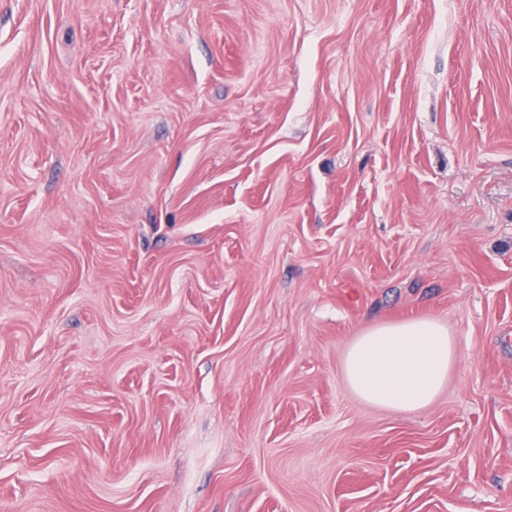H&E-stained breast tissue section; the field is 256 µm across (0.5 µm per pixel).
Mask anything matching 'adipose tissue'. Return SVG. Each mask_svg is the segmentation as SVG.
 <instances>
[{"mask_svg":"<svg viewBox=\"0 0 512 512\" xmlns=\"http://www.w3.org/2000/svg\"><path fill=\"white\" fill-rule=\"evenodd\" d=\"M457 358L447 328L421 319L366 329L349 345L343 372L362 400L415 411L435 400Z\"/></svg>","mask_w":512,"mask_h":512,"instance_id":"1","label":"adipose tissue"}]
</instances>
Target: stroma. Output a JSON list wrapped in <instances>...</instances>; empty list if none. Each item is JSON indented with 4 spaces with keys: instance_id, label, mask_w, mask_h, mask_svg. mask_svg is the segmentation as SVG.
<instances>
[{
    "instance_id": "stroma-1",
    "label": "stroma",
    "mask_w": 512,
    "mask_h": 512,
    "mask_svg": "<svg viewBox=\"0 0 512 512\" xmlns=\"http://www.w3.org/2000/svg\"><path fill=\"white\" fill-rule=\"evenodd\" d=\"M0 512H512V0H0ZM457 358L448 329L421 319L366 329L349 345L343 372L362 400L415 411L435 400Z\"/></svg>"
}]
</instances>
